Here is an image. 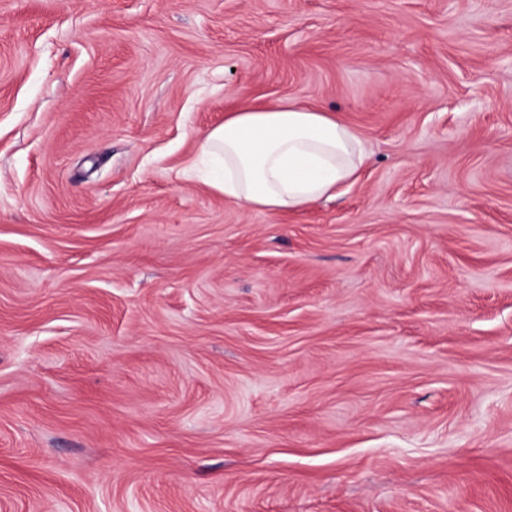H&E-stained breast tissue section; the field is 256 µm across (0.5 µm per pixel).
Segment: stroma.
<instances>
[{"mask_svg":"<svg viewBox=\"0 0 512 512\" xmlns=\"http://www.w3.org/2000/svg\"><path fill=\"white\" fill-rule=\"evenodd\" d=\"M281 99L335 198L188 175ZM0 512H512V0H0ZM348 124L291 100L243 107L206 133L195 166L246 211L288 212L330 198L368 159Z\"/></svg>","mask_w":512,"mask_h":512,"instance_id":"1","label":"stroma"}]
</instances>
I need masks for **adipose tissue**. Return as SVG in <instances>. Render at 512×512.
I'll return each mask as SVG.
<instances>
[{
	"label": "adipose tissue",
	"mask_w": 512,
	"mask_h": 512,
	"mask_svg": "<svg viewBox=\"0 0 512 512\" xmlns=\"http://www.w3.org/2000/svg\"><path fill=\"white\" fill-rule=\"evenodd\" d=\"M367 159L350 125L291 100L228 113L198 155L211 189L244 210L274 212L332 197Z\"/></svg>",
	"instance_id": "adipose-tissue-1"
}]
</instances>
